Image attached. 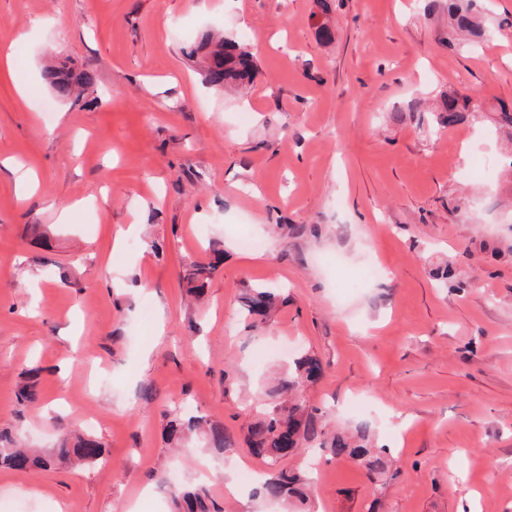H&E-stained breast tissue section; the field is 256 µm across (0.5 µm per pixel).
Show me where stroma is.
I'll return each mask as SVG.
<instances>
[{
    "label": "stroma",
    "instance_id": "obj_1",
    "mask_svg": "<svg viewBox=\"0 0 512 512\" xmlns=\"http://www.w3.org/2000/svg\"><path fill=\"white\" fill-rule=\"evenodd\" d=\"M480 6L499 30L474 49L449 47L448 0H0V53L22 55L0 65V430L104 450L1 469L0 512H171L173 475L224 512H277L224 482L264 471L248 429L303 354L323 367L304 402L390 450L377 482L320 456L315 512H512V153L493 124L512 105V0ZM217 31L253 53L246 88L206 85L183 55ZM51 58L92 70L93 96L57 99ZM453 92L482 112L437 129ZM372 259L388 277L343 290ZM213 262L195 297L187 269ZM254 285L279 302L252 327ZM32 368L40 400L22 405ZM357 395L375 412L349 416ZM185 403L234 435L230 457L199 435L176 454Z\"/></svg>",
    "mask_w": 512,
    "mask_h": 512
}]
</instances>
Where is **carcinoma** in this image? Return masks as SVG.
<instances>
[{
	"instance_id": "obj_1",
	"label": "carcinoma",
	"mask_w": 512,
	"mask_h": 512,
	"mask_svg": "<svg viewBox=\"0 0 512 512\" xmlns=\"http://www.w3.org/2000/svg\"><path fill=\"white\" fill-rule=\"evenodd\" d=\"M476 2L448 0L451 20L448 45H454L461 39L468 42L484 41L490 35L485 18L475 13ZM199 53L204 54L206 65L203 76L208 85L246 86L252 82L255 71L253 54L235 39L226 35L211 36L205 43L189 50L191 56ZM46 76L56 96L61 99L77 100L93 92L96 84L95 75L90 70L76 72L63 66H51L46 69ZM437 112V124L449 128L475 118L477 105L469 96L450 95L442 100ZM215 270L214 265H194L186 271L185 278L199 292ZM276 304L277 295L273 289L256 286L245 298L243 313L247 319L263 318ZM321 373L322 364L318 358L302 356L294 361L293 370L279 378L277 392H297L305 384L316 381ZM39 398L38 371L31 370L18 387L17 399L33 404ZM165 433L176 441L199 433L205 438L208 447L218 454H225L236 447V440L224 430V425L195 415H172L166 424ZM286 434L295 437L296 444L316 445L333 458H351L364 467L373 479H381L386 473L387 450L371 445L366 426L359 425L351 432H331L319 410H309L299 403H282L265 412L264 418L255 423L249 432V452L266 465L265 479L255 488L253 495L285 507L298 508L300 512H310L307 478L280 466L281 460L288 456L282 443ZM102 455L101 443L91 436L66 438L58 447L37 453L18 445L14 437L0 433V468L48 470L67 460L90 465L98 462ZM167 492L173 504V512H221L202 483L169 485Z\"/></svg>"
}]
</instances>
